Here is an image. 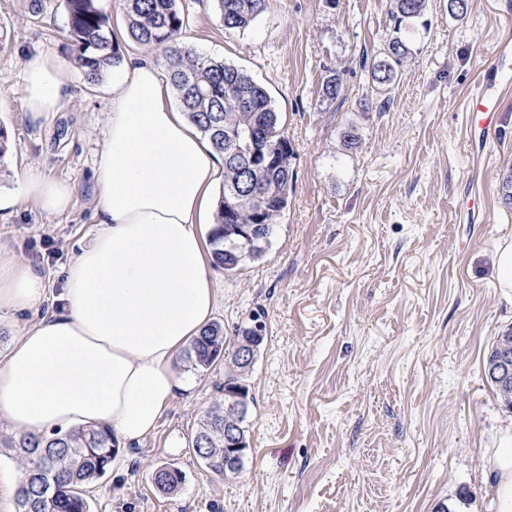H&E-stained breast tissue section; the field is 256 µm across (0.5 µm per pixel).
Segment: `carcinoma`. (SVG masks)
Returning <instances> with one entry per match:
<instances>
[{
  "label": "carcinoma",
  "mask_w": 512,
  "mask_h": 512,
  "mask_svg": "<svg viewBox=\"0 0 512 512\" xmlns=\"http://www.w3.org/2000/svg\"><path fill=\"white\" fill-rule=\"evenodd\" d=\"M126 17L128 35L153 51L167 70L176 98L188 121L207 138L224 160L215 224L209 231L211 259L227 274H236L268 252L274 227L293 192L288 137L263 87L222 59L204 56L184 43L188 18L178 0H117ZM224 27L245 29L265 10L267 0H217ZM426 0H390V30L380 54L370 61L378 90L394 84L411 55L406 35L424 15ZM68 31L76 46L75 62L85 80L98 83L122 64L112 41L109 18L97 0H64ZM245 144L227 139V130ZM262 225L243 240L237 227ZM224 356V327L207 325L192 341L188 361L208 370ZM194 452L206 469L224 472V403L216 402L200 420ZM9 451L24 472L17 512H91L85 488L112 466L118 448L106 429H73L37 439L10 441ZM184 482L180 469H160L154 484L166 493Z\"/></svg>",
  "instance_id": "cac0c4a2"
}]
</instances>
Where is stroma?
Masks as SVG:
<instances>
[{
    "label": "stroma",
    "mask_w": 512,
    "mask_h": 512,
    "mask_svg": "<svg viewBox=\"0 0 512 512\" xmlns=\"http://www.w3.org/2000/svg\"><path fill=\"white\" fill-rule=\"evenodd\" d=\"M185 41L224 59L268 92L293 148L294 191L261 261L235 275L211 267L213 319L235 336L249 317L264 342L247 384L250 450L227 479L192 451L201 416L224 396L223 363L173 367L195 384L179 393L141 447L120 449L89 490L93 512H495L486 494L498 436L512 412L483 371L495 338L512 332V291L496 254L512 242V92L499 128L480 136L464 103L512 38L504 0H426L412 54L382 110L362 111L374 81L387 0H268L244 31L225 28L216 0H181ZM0 0V132L9 150L0 193L35 167L67 182L74 206L45 213L19 199L0 210V252L32 259L56 309L64 271L97 229L95 169L112 80L89 86L74 68L63 0ZM41 48L71 66L69 94L44 125L22 106L23 60ZM340 75L338 97H324ZM355 126L360 144L341 140ZM171 463L175 494L151 475Z\"/></svg>",
    "instance_id": "1"
}]
</instances>
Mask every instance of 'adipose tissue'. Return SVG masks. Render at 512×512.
<instances>
[{
	"instance_id": "obj_1",
	"label": "adipose tissue",
	"mask_w": 512,
	"mask_h": 512,
	"mask_svg": "<svg viewBox=\"0 0 512 512\" xmlns=\"http://www.w3.org/2000/svg\"><path fill=\"white\" fill-rule=\"evenodd\" d=\"M69 82L56 55L29 53V120L53 118ZM173 94L159 66L139 58L113 84L95 172L98 228L68 267L57 310L41 312L46 288L32 260L0 254V317L37 314L0 360V421L15 436L105 427L130 448L188 385L173 360L217 305L199 226L223 167ZM18 193L50 214L73 206L70 186L35 168L19 175ZM491 466L488 493L497 512H512V428Z\"/></svg>"
}]
</instances>
